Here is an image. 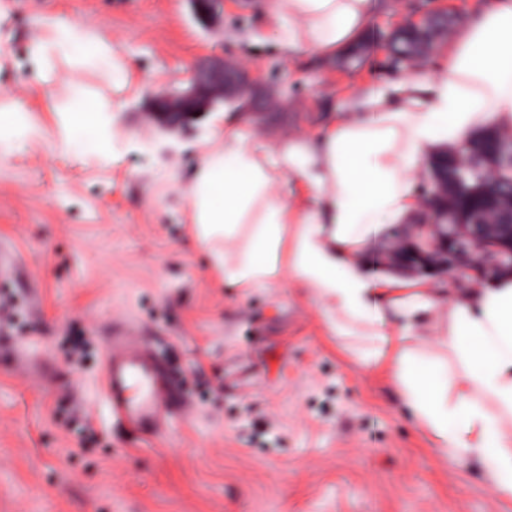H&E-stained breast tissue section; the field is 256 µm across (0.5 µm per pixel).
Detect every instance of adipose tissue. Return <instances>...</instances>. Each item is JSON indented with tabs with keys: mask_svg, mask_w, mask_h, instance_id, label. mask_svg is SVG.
<instances>
[{
	"mask_svg": "<svg viewBox=\"0 0 512 512\" xmlns=\"http://www.w3.org/2000/svg\"><path fill=\"white\" fill-rule=\"evenodd\" d=\"M375 0H267L284 45L326 54L367 29ZM83 50L113 87L129 60L95 29L51 23L31 53L42 79ZM62 147L106 161L121 137L111 98L69 87ZM512 129V0H491L447 57L391 89H369L316 130L271 144L247 116L205 139L184 197L215 272L230 288L290 281L320 306L355 359L387 368L415 425L457 463H483L512 500V272L435 287L377 263L382 233L422 212L419 175L446 148L486 128Z\"/></svg>",
	"mask_w": 512,
	"mask_h": 512,
	"instance_id": "ef3b65f1",
	"label": "adipose tissue"
}]
</instances>
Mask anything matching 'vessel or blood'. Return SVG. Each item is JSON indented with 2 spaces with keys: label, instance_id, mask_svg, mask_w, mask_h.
Segmentation results:
<instances>
[{
  "label": "vessel or blood",
  "instance_id": "b4317fda",
  "mask_svg": "<svg viewBox=\"0 0 512 512\" xmlns=\"http://www.w3.org/2000/svg\"><path fill=\"white\" fill-rule=\"evenodd\" d=\"M102 386L113 414L146 437L157 434L184 405L169 368L152 349L122 336L112 339Z\"/></svg>",
  "mask_w": 512,
  "mask_h": 512
}]
</instances>
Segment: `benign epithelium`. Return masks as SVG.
I'll return each instance as SVG.
<instances>
[{"label":"benign epithelium","instance_id":"1","mask_svg":"<svg viewBox=\"0 0 512 512\" xmlns=\"http://www.w3.org/2000/svg\"><path fill=\"white\" fill-rule=\"evenodd\" d=\"M246 74H229L224 65L213 63L199 70L189 86L176 95L161 93L153 98L154 115L169 128L196 120L226 102L243 103L251 109ZM443 182L435 179L423 193L424 211L430 214L422 224H409L382 251L387 266L413 274L450 276L496 273L512 270V226L503 236L486 240L477 249L465 247L462 238L432 213V201L441 194Z\"/></svg>","mask_w":512,"mask_h":512}]
</instances>
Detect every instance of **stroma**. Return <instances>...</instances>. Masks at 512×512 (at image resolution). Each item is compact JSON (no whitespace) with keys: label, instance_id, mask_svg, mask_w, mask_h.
<instances>
[{"label":"stroma","instance_id":"35a3bbf8","mask_svg":"<svg viewBox=\"0 0 512 512\" xmlns=\"http://www.w3.org/2000/svg\"><path fill=\"white\" fill-rule=\"evenodd\" d=\"M489 0H377L382 40L346 55L286 49L265 0H0V102L38 127L0 159V512H512L487 469L458 466L415 426L389 378L331 336L291 284L249 293L213 276L181 190L223 109L166 130L149 96L220 57L259 90L255 130L277 141L408 74L389 37ZM56 20L94 25L136 70L113 93L93 68L57 62L40 81L32 45ZM120 102L111 160L61 151L66 79ZM172 368L183 412L141 439L102 390L113 329Z\"/></svg>","mask_w":512,"mask_h":512}]
</instances>
